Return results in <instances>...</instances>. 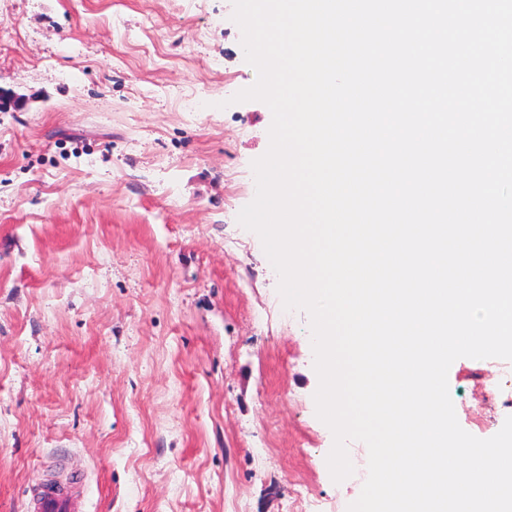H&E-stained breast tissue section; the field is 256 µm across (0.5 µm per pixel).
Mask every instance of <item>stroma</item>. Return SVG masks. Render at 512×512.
<instances>
[{"label": "stroma", "mask_w": 512, "mask_h": 512, "mask_svg": "<svg viewBox=\"0 0 512 512\" xmlns=\"http://www.w3.org/2000/svg\"><path fill=\"white\" fill-rule=\"evenodd\" d=\"M232 0H0V512L79 476L86 512H322L333 482L310 320L241 209L272 123ZM192 99L193 111L181 103ZM489 362L448 383L468 412Z\"/></svg>", "instance_id": "35a3bbf8"}]
</instances>
